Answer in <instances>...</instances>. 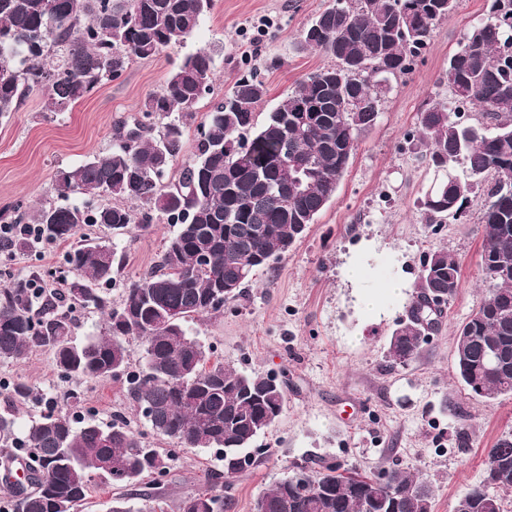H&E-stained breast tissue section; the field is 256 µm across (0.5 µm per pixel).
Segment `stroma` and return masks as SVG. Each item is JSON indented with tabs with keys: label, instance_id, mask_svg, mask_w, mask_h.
I'll use <instances>...</instances> for the list:
<instances>
[{
	"label": "stroma",
	"instance_id": "35a3bbf8",
	"mask_svg": "<svg viewBox=\"0 0 512 512\" xmlns=\"http://www.w3.org/2000/svg\"><path fill=\"white\" fill-rule=\"evenodd\" d=\"M330 2L215 0L183 45L134 63L67 111H48L46 91H31L17 112L0 118V207L21 200L33 216L56 201L57 172L109 148L118 123L139 115L174 63L201 49L214 57L216 68L213 92L200 101L199 112H208L240 71L256 68L269 88L255 110L256 123H263L297 81L331 65L324 54L297 49L303 29ZM486 7L487 0H457L456 10L435 25L411 71L391 79L375 126L360 137L335 196L315 223L272 269L257 271L243 296L223 313L189 322L210 359L286 382L282 414L255 441L265 454L235 477L224 512H253L256 500L290 475L292 463L322 456L366 472L396 465L417 469L432 486L433 512H454L457 501L483 482L488 448L512 430V395L472 396L456 376V329L478 310L487 289L478 211L445 218L434 230L417 206L433 179L415 135L417 114L427 104L447 101L448 58ZM271 58L279 59L278 67H266ZM174 231L161 215L150 229L120 236L90 227V235L112 241L125 255L113 301H120L122 283L155 269ZM68 248L59 242L0 253V286L35 268L57 269ZM439 249L458 260L459 288L439 331L422 342L418 356L407 366L388 369V343L406 300L383 299L380 310L369 315L360 306L361 293L374 288L376 279L399 273L415 280L425 256ZM358 260L376 275L363 286L345 275ZM17 377L55 395L68 388L49 354L40 350L21 362L0 364L1 382ZM83 412L104 422L120 413L132 426H144L120 378L85 383ZM461 429L470 434L469 447L455 445ZM219 466L214 451L177 450L163 485L151 477L126 487L97 484L82 512H106L108 501L118 496L137 504L157 489L168 512H178L180 501L205 489Z\"/></svg>",
	"mask_w": 512,
	"mask_h": 512
}]
</instances>
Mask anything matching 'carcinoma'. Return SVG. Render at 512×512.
<instances>
[{"label": "carcinoma", "mask_w": 512, "mask_h": 512, "mask_svg": "<svg viewBox=\"0 0 512 512\" xmlns=\"http://www.w3.org/2000/svg\"><path fill=\"white\" fill-rule=\"evenodd\" d=\"M457 0H332L305 28L301 51L334 64L306 75L255 122L268 95L257 70L243 72L199 124L195 157L178 164L187 128L212 89L215 65L204 50L174 65L150 94L142 118L123 122L112 145L56 176L59 202L37 212L41 237L66 242L96 224L117 234L151 227L157 212L178 226L158 270L128 279L112 302L123 253L104 240L80 239L66 252L61 288L36 297L45 274L15 276L0 291V362L33 350L50 354L64 398L20 379L0 386V452L8 460L35 456L32 488L10 491L8 512H80L91 483L131 484L169 473L170 449L152 448L123 415L105 423L80 414L81 385L122 377L145 424L182 448L214 449L224 472L189 495L179 512H224V492L252 469V444L280 416L285 382L208 363L187 323L242 296L253 274L271 268L335 196L361 135L380 114L391 78L411 70L434 24ZM214 8V0H0V117L19 109L35 88L48 91L50 112H64L132 64L183 44ZM448 101L417 114L422 159L434 180L418 206L427 224L456 218L480 203L481 268L488 294L456 331L459 380L474 395L512 394V0H490L486 16L448 58ZM461 103L483 112L464 122ZM1 224L26 223L19 201L0 209ZM460 265L448 251L428 255L403 319L391 334L387 367L414 358L428 333L417 312L427 294L449 304ZM106 317L103 332L74 338L73 313ZM179 314L171 323L169 313ZM136 342L144 365L130 370ZM500 349L501 367L483 371ZM36 416L19 427L18 406ZM125 477L112 478L107 464ZM496 493L488 492V487ZM512 493V430L488 451L484 481L455 505L458 512H503ZM160 494L141 508L113 499L108 512H166ZM255 512H433V493L418 472L389 470L387 481L331 457L298 465L258 499Z\"/></svg>", "instance_id": "cac0c4a2"}]
</instances>
